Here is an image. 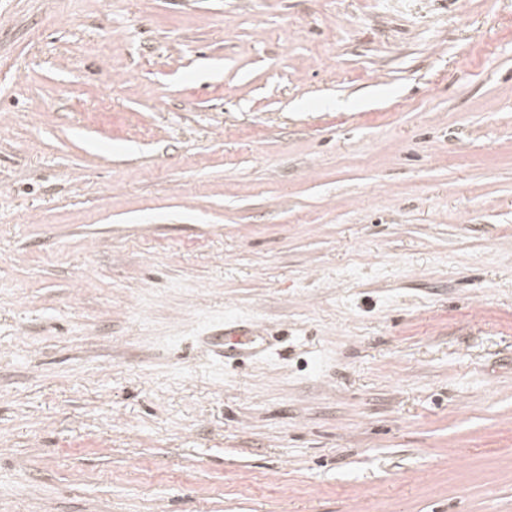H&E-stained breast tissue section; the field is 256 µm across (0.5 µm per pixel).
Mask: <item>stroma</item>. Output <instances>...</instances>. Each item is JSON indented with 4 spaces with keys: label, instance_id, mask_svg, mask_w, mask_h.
<instances>
[{
    "label": "stroma",
    "instance_id": "1",
    "mask_svg": "<svg viewBox=\"0 0 512 512\" xmlns=\"http://www.w3.org/2000/svg\"><path fill=\"white\" fill-rule=\"evenodd\" d=\"M0 512H512V0H0ZM228 336H231L232 343L228 341ZM215 339L218 344L224 346L225 358H234L236 355L242 354V351L250 349L257 342H265L262 330L250 327L231 332L224 330V336H215Z\"/></svg>",
    "mask_w": 512,
    "mask_h": 512
}]
</instances>
